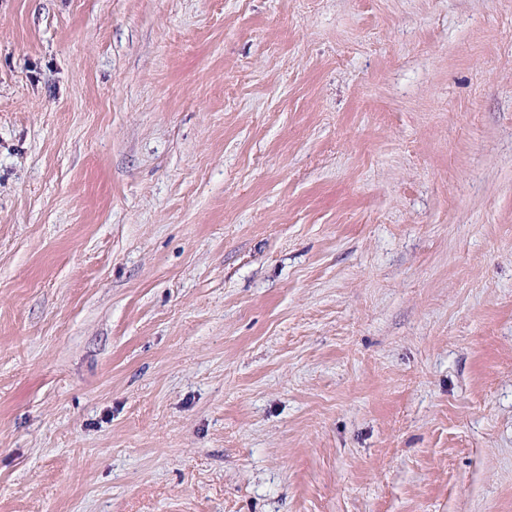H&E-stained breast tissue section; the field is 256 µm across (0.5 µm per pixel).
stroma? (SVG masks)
Segmentation results:
<instances>
[{"instance_id": "obj_1", "label": "stroma", "mask_w": 512, "mask_h": 512, "mask_svg": "<svg viewBox=\"0 0 512 512\" xmlns=\"http://www.w3.org/2000/svg\"><path fill=\"white\" fill-rule=\"evenodd\" d=\"M0 512H512V0H0Z\"/></svg>"}]
</instances>
